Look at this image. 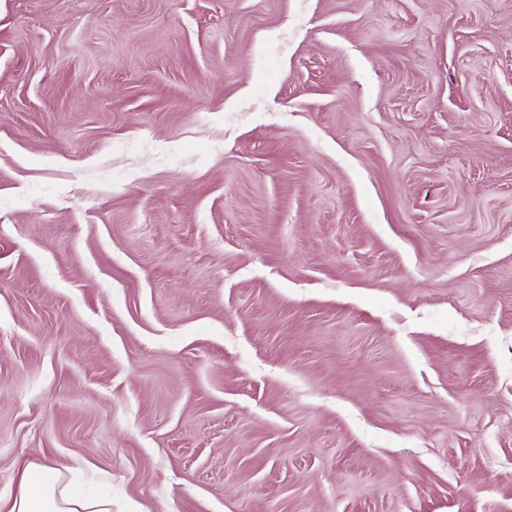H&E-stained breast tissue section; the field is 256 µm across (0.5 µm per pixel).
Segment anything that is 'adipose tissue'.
Wrapping results in <instances>:
<instances>
[{
    "mask_svg": "<svg viewBox=\"0 0 512 512\" xmlns=\"http://www.w3.org/2000/svg\"><path fill=\"white\" fill-rule=\"evenodd\" d=\"M75 474L72 468L29 465L16 493L0 498V512H112L111 493H87Z\"/></svg>",
    "mask_w": 512,
    "mask_h": 512,
    "instance_id": "obj_1",
    "label": "adipose tissue"
}]
</instances>
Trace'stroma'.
Returning <instances> with one entry per match:
<instances>
[{"label": "stroma", "instance_id": "1", "mask_svg": "<svg viewBox=\"0 0 512 512\" xmlns=\"http://www.w3.org/2000/svg\"><path fill=\"white\" fill-rule=\"evenodd\" d=\"M512 512V0H0V496ZM77 465L64 471L31 464L20 476L17 492L0 498L1 512H112V493H87L75 478Z\"/></svg>", "mask_w": 512, "mask_h": 512}]
</instances>
